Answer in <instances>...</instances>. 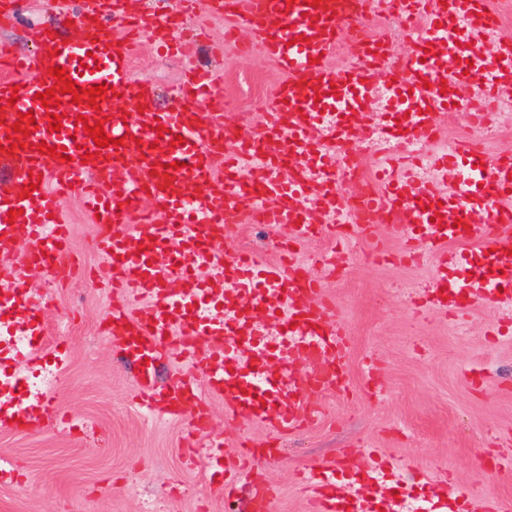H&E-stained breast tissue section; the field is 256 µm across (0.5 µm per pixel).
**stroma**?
Instances as JSON below:
<instances>
[{"label": "stroma", "instance_id": "35a3bbf8", "mask_svg": "<svg viewBox=\"0 0 512 512\" xmlns=\"http://www.w3.org/2000/svg\"><path fill=\"white\" fill-rule=\"evenodd\" d=\"M82 0H27L0 44L34 49L39 26L68 38V18ZM189 26L206 28L207 45L185 57L160 54L145 44L131 74L153 81L171 102L190 64L214 77L213 107L227 122L262 136V115L282 75L259 54L225 40L224 19L199 12ZM73 230L74 272L60 280L34 271L27 288L42 307L49 347L66 351L62 362L40 357L15 371L33 382L43 402L60 408L69 424L37 420L23 432L0 428V512H247L251 482L268 484V512H309L302 477L317 463L336 462L337 478L356 492L370 467L369 449L398 464L392 477L405 512H431L434 484L447 480L462 491L460 512H484L491 499L512 500V313L474 298L459 315L428 302L436 260L426 241L419 259L403 263V243L392 225L376 229L375 244L353 243L337 279L327 285L338 318L351 338L348 383L316 400L320 413L300 431L271 441L256 422L229 421L211 398L214 440L234 453L241 443H277L273 458H258L252 480L226 502L222 475L204 458L183 456L188 420H164L140 408L132 368L107 336L113 298L93 250L100 231L77 195L62 202Z\"/></svg>", "mask_w": 512, "mask_h": 512}]
</instances>
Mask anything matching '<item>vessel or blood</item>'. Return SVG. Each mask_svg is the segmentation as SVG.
Segmentation results:
<instances>
[{
  "label": "vessel or blood",
  "instance_id": "1",
  "mask_svg": "<svg viewBox=\"0 0 512 512\" xmlns=\"http://www.w3.org/2000/svg\"><path fill=\"white\" fill-rule=\"evenodd\" d=\"M401 22L412 44L396 77L388 38L368 34L352 42V63L329 67L339 34L363 28L367 6ZM232 29L284 73L273 94L262 137L229 125L213 110L209 73L185 72L174 102L159 107L153 85L131 75V53L144 37L170 53L186 41L173 15L147 12L143 0H84L77 39L39 33L34 53L0 52V164L14 174L0 191V255L23 252L21 266L0 282V362L42 353L47 343L41 308L26 289L28 270L58 278L70 261L72 229L63 195L80 191L99 218L95 249L112 274V292L139 307L113 306V346L137 369L135 390L167 418L189 419L195 435L210 426L208 395L234 420L262 424L280 436L310 417L311 406L290 377L304 363L308 387L322 390L348 377L349 336L325 297V280L312 276L300 245L321 233L342 240L373 239L374 227L404 215L405 244L429 225L438 259L431 298L460 312L473 296L499 307L512 304V158L492 155L473 139L437 154L433 179L404 166L406 146L430 148L441 139L438 116L478 86L481 109L512 87V39L500 37L512 0H206ZM64 67L78 88L107 84L97 107L60 95L43 108L38 95L56 87L52 68ZM402 100L374 149L380 161L373 188L349 198L341 188L361 165L336 147L354 143L347 117L360 115L379 86ZM131 110H120V102ZM32 113L30 135L14 132ZM62 128L50 130L49 114ZM103 122L113 145L97 147L84 124ZM165 126L158 134L157 126ZM64 157H56V149ZM37 188L24 194L23 186ZM260 219L279 257L227 245L236 225ZM177 358L184 373L172 385L154 383L158 362ZM208 378L206 388L194 382ZM22 379L0 374V427L26 430L35 402L22 396ZM251 445L237 456L217 454L223 493L232 496L254 462ZM336 468L312 469L311 512H401L386 495L373 502L345 493Z\"/></svg>",
  "mask_w": 512,
  "mask_h": 512
}]
</instances>
